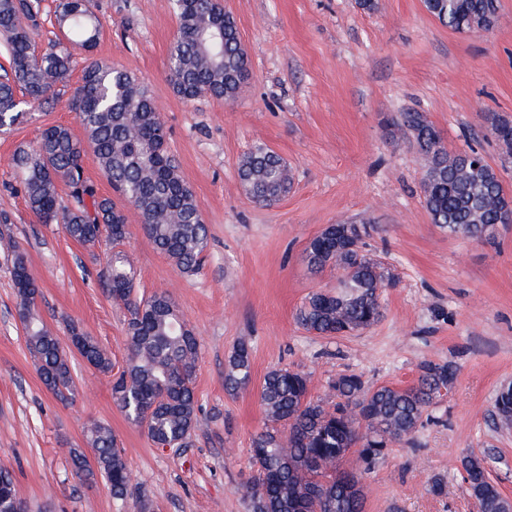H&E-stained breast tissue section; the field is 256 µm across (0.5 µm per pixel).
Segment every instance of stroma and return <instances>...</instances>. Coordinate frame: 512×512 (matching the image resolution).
<instances>
[{
    "instance_id": "1",
    "label": "stroma",
    "mask_w": 512,
    "mask_h": 512,
    "mask_svg": "<svg viewBox=\"0 0 512 512\" xmlns=\"http://www.w3.org/2000/svg\"><path fill=\"white\" fill-rule=\"evenodd\" d=\"M235 17L250 77L234 103L186 101L169 84L177 35L171 0H90L102 22L92 53L75 50L69 84L26 121L0 132V467L13 475L31 512H247L242 488L252 475L250 442L264 425L258 390L277 367L304 372L312 397L332 380L362 374L368 385L405 387L422 361L450 362L455 387L412 443L389 449L364 479V512H477L460 471L471 451L486 456L501 494L512 500V430L488 418L501 385L512 382V224L492 244L453 237L423 205V161L396 133L399 113L418 111L440 130L448 151L473 146L512 195V154L487 117L512 119V0H498V22L483 35L442 25L422 0H221ZM138 78L158 105L167 147L177 159L209 229L199 274H183L145 236L140 218L100 171L93 152L85 174L130 224L124 249L137 294L168 293L199 340L194 382L201 408L193 443L155 446L112 400L111 378L71 356L73 400L50 393L29 352L11 280V247L27 257L41 295L37 310L59 337L77 324L123 365L126 312L108 295L107 238L87 245L62 225L40 224L10 166L48 124L85 132L70 100L87 57ZM258 143L280 154L293 176L279 203L256 204L238 178L240 159ZM370 220L367 249L390 274L384 313L371 329L324 338L295 313L308 294L335 292L336 271L311 272L310 241L329 224ZM251 347V382L224 389L233 346ZM107 425L131 472L126 498L102 477L78 480L69 449L86 456L91 423ZM445 483L433 495V478Z\"/></svg>"
}]
</instances>
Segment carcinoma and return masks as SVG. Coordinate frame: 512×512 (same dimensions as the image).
I'll use <instances>...</instances> for the list:
<instances>
[{
	"mask_svg": "<svg viewBox=\"0 0 512 512\" xmlns=\"http://www.w3.org/2000/svg\"><path fill=\"white\" fill-rule=\"evenodd\" d=\"M442 24L461 33H476L497 20V0H423ZM178 36L168 69L173 91L191 101L204 96L235 101L246 79L248 56L235 18L220 0H174ZM40 0H0V37L6 39L10 70L0 74V130L23 122L22 105L44 107L67 86L72 49L92 51L100 21L89 0H58L55 19L64 39L37 49L32 31L38 25ZM22 97H17V93ZM71 107L86 132V141L62 125H47L36 143L17 151L12 165L32 212L42 224L64 221L74 240L92 245L106 230L112 242L108 294L128 314V354L112 380V399L136 425L147 419V437L156 445L188 448L193 443L198 405L194 377L199 342L193 329L165 293L132 297L134 267L121 250L129 235L125 213L99 195L85 177L83 155L90 147L103 175L137 211L153 246L185 274L200 271L208 247L194 194L181 177L166 146L161 111L148 90L128 73L93 59L82 70ZM395 125L412 136L424 159L421 189L432 223L451 236L479 243L495 241L502 224H512V197L501 176L473 146L450 154L440 132L422 112H402ZM496 140L512 154V122L493 118ZM238 177L249 196L272 205L288 194V163L263 144L241 160ZM69 188L72 205L59 199L57 184ZM374 225L329 224L306 249L308 266H328L340 273L336 293L310 294L296 319L317 336H347L377 324L382 317L380 292L389 282L381 265L364 249ZM18 315L27 346L38 363L46 389L62 401L74 393L70 348L62 343L36 310L40 290L26 255L13 250L12 270ZM74 348L101 374L112 373V359L77 325ZM456 368L424 361L415 382L406 388L369 386L359 373L343 374L330 383L333 397L312 398L300 371L275 368L266 373L259 401L264 427L253 435L250 457L255 466L243 487L249 512H364L363 475L371 472L394 444L409 442L429 410L441 401L440 389L453 390ZM251 381V347L238 342L228 356L224 387L230 394ZM494 424L512 429V383L502 386L491 410ZM88 439L95 465L84 453L69 451L73 475L83 481L105 477L112 497L128 493L127 461L116 448L111 430L94 422ZM356 450L363 468L339 470L340 460ZM470 496L479 512H512L489 478L485 457L460 458Z\"/></svg>",
	"mask_w": 512,
	"mask_h": 512,
	"instance_id": "1",
	"label": "carcinoma"
}]
</instances>
